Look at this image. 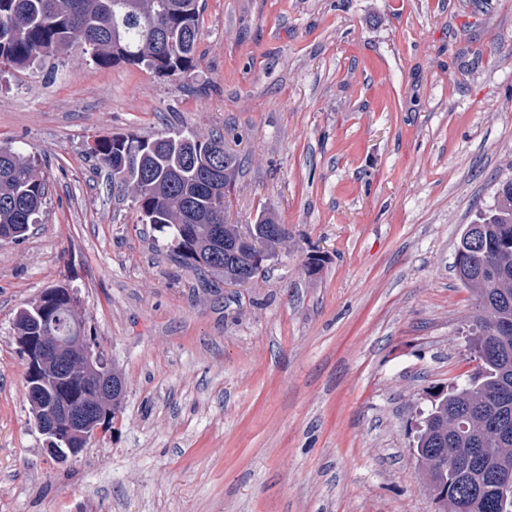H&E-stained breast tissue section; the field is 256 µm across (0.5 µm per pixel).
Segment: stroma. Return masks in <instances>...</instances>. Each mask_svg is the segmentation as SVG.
Returning a JSON list of instances; mask_svg holds the SVG:
<instances>
[{
  "instance_id": "obj_1",
  "label": "stroma",
  "mask_w": 512,
  "mask_h": 512,
  "mask_svg": "<svg viewBox=\"0 0 512 512\" xmlns=\"http://www.w3.org/2000/svg\"><path fill=\"white\" fill-rule=\"evenodd\" d=\"M194 67L0 65V147L38 157L41 221L0 241V512H435L412 455L471 373L453 272L512 179V0H203ZM222 134L225 202L285 238L250 283L186 265L97 170L94 141ZM77 291L124 381L120 421L61 465L12 319Z\"/></svg>"
}]
</instances>
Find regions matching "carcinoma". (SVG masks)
<instances>
[{
	"label": "carcinoma",
	"instance_id": "1",
	"mask_svg": "<svg viewBox=\"0 0 512 512\" xmlns=\"http://www.w3.org/2000/svg\"><path fill=\"white\" fill-rule=\"evenodd\" d=\"M201 0H0V62L27 68L78 52L100 63L124 62L156 74L189 71L200 40ZM138 204L143 222L164 234L181 262L214 274L251 266V245L228 221L224 196L214 195L217 177L235 179L240 162L224 137L202 139L189 132L154 137L113 135L90 147ZM48 183L35 158L0 147V237L19 241L41 223ZM232 243L213 247L215 229ZM250 236L276 250L285 236L275 217L259 216ZM455 277L476 301L478 315L467 342L481 360L464 383L434 394L417 431L415 446L428 481L447 496L434 497L436 512H512L503 474L512 475V180L499 184L492 206L466 225L457 244ZM78 300L58 299L52 309L62 329L78 322ZM35 301L14 317L18 336L51 341ZM49 382L30 386V412L64 404L89 406L109 431L121 413L122 395L101 391L100 379L82 359L66 374L48 369ZM470 448H483L480 459Z\"/></svg>",
	"mask_w": 512,
	"mask_h": 512
}]
</instances>
